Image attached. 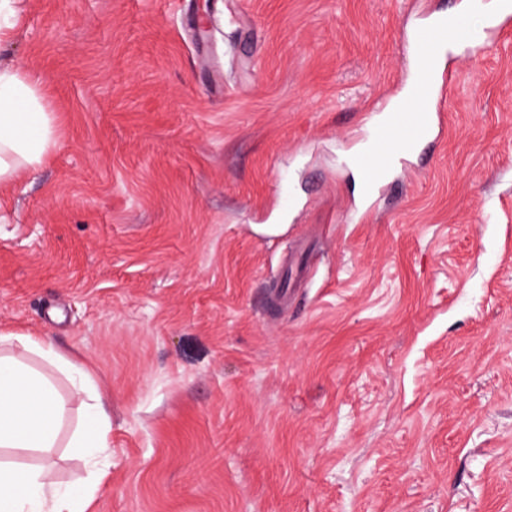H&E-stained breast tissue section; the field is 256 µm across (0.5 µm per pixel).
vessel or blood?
Returning a JSON list of instances; mask_svg holds the SVG:
<instances>
[{"mask_svg":"<svg viewBox=\"0 0 512 512\" xmlns=\"http://www.w3.org/2000/svg\"><path fill=\"white\" fill-rule=\"evenodd\" d=\"M486 26L480 33L469 29L472 0H458L451 15L431 10L424 13L413 35L412 75L406 93L390 111L376 113L369 121L374 150L353 155L351 162L361 175L362 195L374 205L390 175L406 166L420 144L435 138L441 124V106L453 74L448 68V44L466 46L493 39L512 22V0H484Z\"/></svg>","mask_w":512,"mask_h":512,"instance_id":"obj_1","label":"vessel or blood"}]
</instances>
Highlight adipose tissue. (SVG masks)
Listing matches in <instances>:
<instances>
[{
  "instance_id": "adipose-tissue-1",
  "label": "adipose tissue",
  "mask_w": 512,
  "mask_h": 512,
  "mask_svg": "<svg viewBox=\"0 0 512 512\" xmlns=\"http://www.w3.org/2000/svg\"><path fill=\"white\" fill-rule=\"evenodd\" d=\"M58 145L55 120L47 112L38 75L0 65V186L23 170L44 165ZM16 346L17 354H0V448L49 451L56 447L66 403L52 384L27 366L33 353L56 363L50 343L23 333L0 332V344ZM73 447L90 463L111 455L110 425L102 403L86 405ZM89 490L74 493L61 486L52 464L24 468L0 462V512H86Z\"/></svg>"
}]
</instances>
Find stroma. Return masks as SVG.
Segmentation results:
<instances>
[{"mask_svg":"<svg viewBox=\"0 0 512 512\" xmlns=\"http://www.w3.org/2000/svg\"><path fill=\"white\" fill-rule=\"evenodd\" d=\"M420 3L20 0L59 146L0 187V328L105 399L88 512H512V27L370 212L349 163ZM7 343L19 348L22 352L33 353L44 361L56 364L57 356L50 343L38 336L23 333H2L0 332V344Z\"/></svg>","mask_w":512,"mask_h":512,"instance_id":"1","label":"stroma"}]
</instances>
